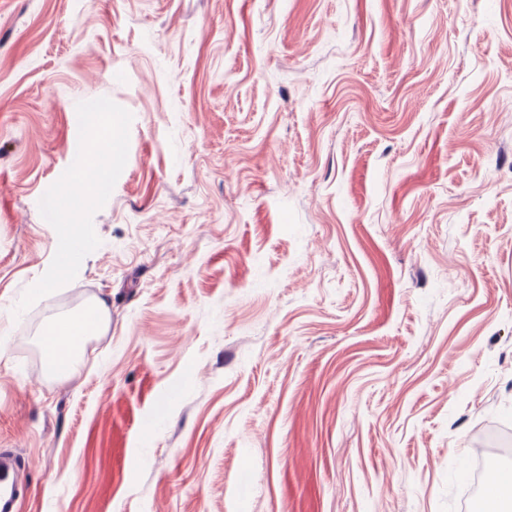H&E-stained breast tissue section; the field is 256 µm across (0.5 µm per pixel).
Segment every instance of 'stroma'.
<instances>
[{
  "label": "stroma",
  "mask_w": 512,
  "mask_h": 512,
  "mask_svg": "<svg viewBox=\"0 0 512 512\" xmlns=\"http://www.w3.org/2000/svg\"><path fill=\"white\" fill-rule=\"evenodd\" d=\"M122 124L107 192L57 170ZM92 244L49 278L59 227ZM72 373L39 340L95 299ZM512 429V0H0L18 512H464Z\"/></svg>",
  "instance_id": "stroma-1"
}]
</instances>
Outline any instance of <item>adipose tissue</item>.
Masks as SVG:
<instances>
[{
    "label": "adipose tissue",
    "instance_id": "1",
    "mask_svg": "<svg viewBox=\"0 0 512 512\" xmlns=\"http://www.w3.org/2000/svg\"><path fill=\"white\" fill-rule=\"evenodd\" d=\"M102 121L98 140L87 167L74 170L60 190L68 198L76 189L85 187L98 193L106 189L113 164L122 152L116 132L121 120L106 105L96 107ZM111 308L107 301H93L80 315L56 321L41 337V350L52 373L67 376L77 358V351L87 336L98 334L107 326Z\"/></svg>",
    "mask_w": 512,
    "mask_h": 512
}]
</instances>
